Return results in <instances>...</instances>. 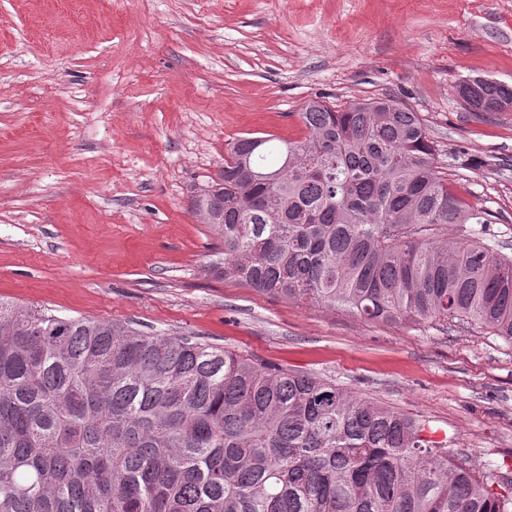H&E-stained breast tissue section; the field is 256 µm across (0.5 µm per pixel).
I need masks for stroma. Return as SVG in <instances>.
<instances>
[{
  "label": "stroma",
  "mask_w": 512,
  "mask_h": 512,
  "mask_svg": "<svg viewBox=\"0 0 512 512\" xmlns=\"http://www.w3.org/2000/svg\"><path fill=\"white\" fill-rule=\"evenodd\" d=\"M473 78L512 83V0H0V298L326 377L512 479L511 343L224 278L191 208L234 139L388 97L511 255L512 111H469Z\"/></svg>",
  "instance_id": "obj_1"
}]
</instances>
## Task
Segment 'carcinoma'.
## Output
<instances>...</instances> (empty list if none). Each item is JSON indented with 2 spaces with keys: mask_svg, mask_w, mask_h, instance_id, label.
Listing matches in <instances>:
<instances>
[{
  "mask_svg": "<svg viewBox=\"0 0 512 512\" xmlns=\"http://www.w3.org/2000/svg\"><path fill=\"white\" fill-rule=\"evenodd\" d=\"M512 102V85L478 80ZM307 135L244 136L213 185L224 277L404 324L512 343V256L448 185L419 113L306 103ZM406 417L189 333L0 299V512H512Z\"/></svg>",
  "mask_w": 512,
  "mask_h": 512,
  "instance_id": "cac0c4a2",
  "label": "carcinoma"
}]
</instances>
